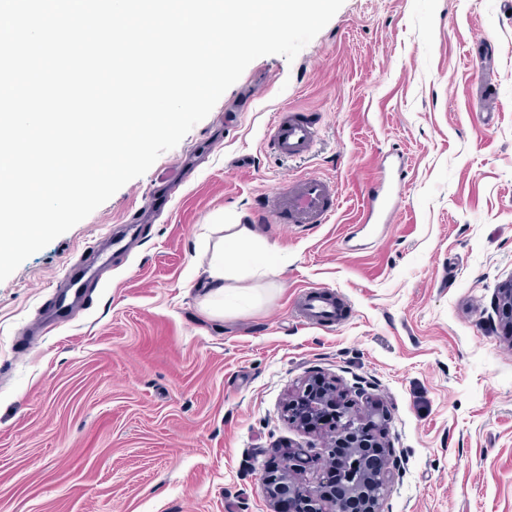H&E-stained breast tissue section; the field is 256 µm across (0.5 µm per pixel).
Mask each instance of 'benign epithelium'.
I'll use <instances>...</instances> for the list:
<instances>
[{"instance_id":"1","label":"benign epithelium","mask_w":512,"mask_h":512,"mask_svg":"<svg viewBox=\"0 0 512 512\" xmlns=\"http://www.w3.org/2000/svg\"><path fill=\"white\" fill-rule=\"evenodd\" d=\"M494 310L499 326L512 336V280L498 289ZM367 386L316 372L288 398V422L325 438L326 445L322 453L291 444L272 449L281 462L262 477L271 512H282L284 502L296 500L304 512H383L387 487L402 460L384 443L391 417ZM324 453L326 469L337 479L330 483L320 476L313 486L304 483L303 474L317 468Z\"/></svg>"}]
</instances>
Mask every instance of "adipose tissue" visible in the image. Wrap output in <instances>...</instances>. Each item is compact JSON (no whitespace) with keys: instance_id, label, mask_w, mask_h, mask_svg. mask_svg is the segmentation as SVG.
Segmentation results:
<instances>
[{"instance_id":"1","label":"adipose tissue","mask_w":512,"mask_h":512,"mask_svg":"<svg viewBox=\"0 0 512 512\" xmlns=\"http://www.w3.org/2000/svg\"><path fill=\"white\" fill-rule=\"evenodd\" d=\"M223 231L206 268L207 310L216 316L223 315L224 300L234 292L238 282L246 278L262 279L279 272L274 259L258 246L256 225L227 224Z\"/></svg>"}]
</instances>
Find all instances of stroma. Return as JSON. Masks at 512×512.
<instances>
[{
  "label": "stroma",
  "mask_w": 512,
  "mask_h": 512,
  "mask_svg": "<svg viewBox=\"0 0 512 512\" xmlns=\"http://www.w3.org/2000/svg\"><path fill=\"white\" fill-rule=\"evenodd\" d=\"M497 110L483 116V98ZM316 113L313 156L265 133ZM404 194L354 233L388 154ZM335 180L329 223L261 221L263 194ZM174 179L167 210L89 285L82 309L28 343L72 264ZM256 224L281 262L223 315L203 308L207 229ZM512 279V0H345L294 61H253L141 177L0 282V512H270L265 451L307 375L363 379L403 461L385 512H512V338L492 301ZM320 287L346 307L299 321Z\"/></svg>",
  "instance_id": "35a3bbf8"
}]
</instances>
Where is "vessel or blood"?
<instances>
[{
    "label": "vessel or blood",
    "mask_w": 512,
    "mask_h": 512,
    "mask_svg": "<svg viewBox=\"0 0 512 512\" xmlns=\"http://www.w3.org/2000/svg\"><path fill=\"white\" fill-rule=\"evenodd\" d=\"M320 138L319 122L306 112L288 108L280 112L268 130L267 140L279 156L292 160L309 156ZM403 171L396 168L383 173L369 193L365 218L393 212L402 197ZM338 193L334 182L315 174L287 180L268 193L262 203V221L291 227L327 223L334 215ZM98 276L95 261L71 266L65 273L67 285L55 295L44 326L63 321L71 310L82 303L87 287ZM298 309L305 322L333 324L339 308L329 292L312 289L303 293Z\"/></svg>",
    "instance_id": "vessel-or-blood-1"
}]
</instances>
